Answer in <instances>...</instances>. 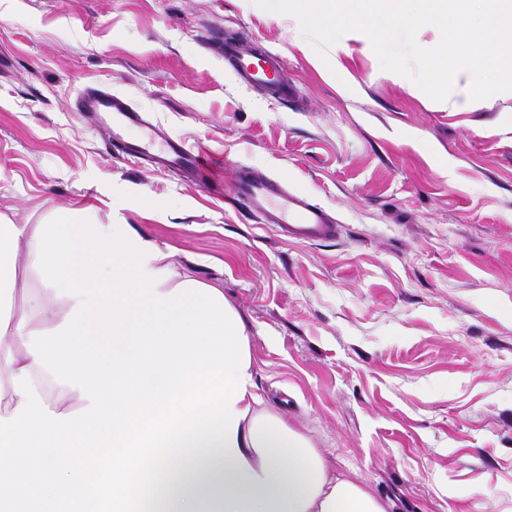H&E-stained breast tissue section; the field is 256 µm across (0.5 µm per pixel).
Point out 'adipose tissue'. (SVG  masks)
I'll use <instances>...</instances> for the list:
<instances>
[{"mask_svg": "<svg viewBox=\"0 0 512 512\" xmlns=\"http://www.w3.org/2000/svg\"><path fill=\"white\" fill-rule=\"evenodd\" d=\"M78 329L111 360L76 350ZM0 512L388 507L264 406L223 288L174 272L130 225L69 208L0 217Z\"/></svg>", "mask_w": 512, "mask_h": 512, "instance_id": "obj_1", "label": "adipose tissue"}]
</instances>
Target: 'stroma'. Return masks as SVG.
<instances>
[{"label":"stroma","instance_id":"1","mask_svg":"<svg viewBox=\"0 0 512 512\" xmlns=\"http://www.w3.org/2000/svg\"><path fill=\"white\" fill-rule=\"evenodd\" d=\"M228 35L278 54L294 99L225 70ZM91 88L285 178L335 240L122 157L79 108ZM76 204L223 288L266 404L390 512H512L511 90L434 101L356 38L327 66L254 0H0V214Z\"/></svg>","mask_w":512,"mask_h":512}]
</instances>
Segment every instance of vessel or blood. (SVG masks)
<instances>
[{"label":"vessel or blood","mask_w":512,"mask_h":512,"mask_svg":"<svg viewBox=\"0 0 512 512\" xmlns=\"http://www.w3.org/2000/svg\"><path fill=\"white\" fill-rule=\"evenodd\" d=\"M224 66L242 82L264 86L277 98L288 100L294 95L293 87L279 78L281 60L277 55L267 54L257 61L252 53L239 50L235 43L228 41L224 44ZM82 108L109 131L113 146L122 154L149 158L158 168L187 174L204 184L222 185L225 155L200 144L188 148L166 137L124 99L94 89L84 94ZM226 194L235 203L260 215L282 237L320 242L334 238L337 233L336 225L329 221L319 204L309 196L291 191L281 178L259 176L241 168Z\"/></svg>","instance_id":"1"}]
</instances>
